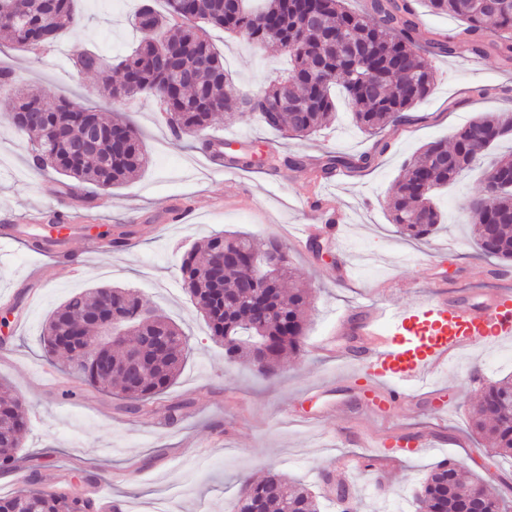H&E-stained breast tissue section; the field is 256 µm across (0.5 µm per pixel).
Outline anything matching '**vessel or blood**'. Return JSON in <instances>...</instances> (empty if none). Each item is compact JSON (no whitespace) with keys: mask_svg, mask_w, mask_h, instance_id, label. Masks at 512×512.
<instances>
[{"mask_svg":"<svg viewBox=\"0 0 512 512\" xmlns=\"http://www.w3.org/2000/svg\"><path fill=\"white\" fill-rule=\"evenodd\" d=\"M318 213L321 224L300 226V242H309L323 228L341 236L344 216L328 213L323 207ZM430 284L432 292L421 311L431 329L425 344L407 345L399 340L397 332L387 330L383 322L392 316L387 308H366L358 317L340 322V333L357 339L354 357L367 373V386L385 399L411 404L425 402L434 393L429 378L443 371L452 355L490 337H512L511 291L475 295L450 288L435 276ZM382 415V408L377 407L355 421L353 433L361 443L379 442L380 436L370 421Z\"/></svg>","mask_w":512,"mask_h":512,"instance_id":"vessel-or-blood-1","label":"vessel or blood"}]
</instances>
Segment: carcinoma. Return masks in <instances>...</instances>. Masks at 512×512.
I'll list each match as a JSON object with an SVG mask.
<instances>
[{"label":"carcinoma","mask_w":512,"mask_h":512,"mask_svg":"<svg viewBox=\"0 0 512 512\" xmlns=\"http://www.w3.org/2000/svg\"><path fill=\"white\" fill-rule=\"evenodd\" d=\"M159 11L155 0H141L134 25L142 32L139 45L117 64L96 52L76 58L77 68L96 74L103 90L113 93V75L123 77L121 89L133 98L152 95L165 105L166 125L176 138L199 134L223 112L240 109L264 126L285 130L305 138L335 118L336 98L332 88L342 89L344 100L356 125L375 135L386 127L412 122L409 112L425 100L435 86V74L425 54L454 56L462 51L494 55L512 64V0H497L495 11L481 8V0H424L434 13L461 18L465 26L451 37L433 38L421 46L415 39L416 22L409 0H366L355 11L345 0H259L255 10L243 7V0H165ZM24 29L3 25L4 34L25 50L48 48L63 31H75L82 16L76 0H15ZM320 16L318 28L302 24L307 12ZM238 34L260 49L275 46L289 55L292 66L284 77L272 80L261 103L249 102V91L236 86L224 69V60L206 38L203 25ZM166 48L168 66L161 65L152 41ZM366 49V56L354 59L344 41ZM45 90L11 92L0 100V123L27 138L33 168L53 170L65 177L60 196L76 195L83 184L101 190L121 187L132 181L147 164L137 129L118 117L107 121L99 111L67 99L48 102ZM507 115L477 117L456 134L453 142L436 140L402 169L390 199L392 223L397 232L420 240L433 236L442 224L433 204V193L453 183L463 172L481 163L496 142L506 139ZM100 135L89 152L54 154L48 131L55 130L71 141L83 139L88 126ZM375 162L365 154L356 162L331 157L321 176L338 167L361 169ZM497 174L512 178V156L493 160L484 177ZM471 234L477 249L503 262L512 261V189L469 202ZM283 248L278 241L255 243L243 232H222L185 252L181 259L182 285L204 317L210 336L224 347V359L243 360L269 375L281 360L301 351L309 289L287 285L290 275L288 253L273 265L259 269L258 277L270 279L274 287L262 290L241 287L240 269L223 264L224 255H235L249 264L261 263ZM224 266V277L216 269ZM116 308L127 321L128 331L115 344L108 369L91 362L74 363L73 347L62 331L76 332L73 316L85 317ZM140 298L126 288L100 287L79 292L57 306L43 328L45 352L66 355L81 382L109 391L117 388L124 410L139 412L162 394L178 377L187 352V337L158 310L144 320ZM90 322L78 331L95 335ZM147 336H161L166 347L156 349ZM135 354L142 357L141 374L134 378L127 370ZM512 392V379L504 377L486 385L471 406V429L501 456L512 455V410L497 408ZM27 430L22 402L0 397V468H11ZM462 466L454 459L438 462L421 483L416 500L426 501L431 512H457L458 491L476 490L482 480L469 482L460 477ZM94 501L78 492L54 488L22 489L13 496L0 497V512H91ZM233 512H320L315 495L299 483L277 473L247 477L242 482Z\"/></svg>","instance_id":"cac0c4a2"}]
</instances>
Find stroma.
<instances>
[{
    "mask_svg": "<svg viewBox=\"0 0 512 512\" xmlns=\"http://www.w3.org/2000/svg\"><path fill=\"white\" fill-rule=\"evenodd\" d=\"M138 0H79L82 27L60 35L37 55L16 48L0 34V59L6 60L20 88L39 87L52 97L98 107L104 117L120 115L137 127L149 162L131 183L103 193L94 186L60 199L53 171L36 173L29 165L26 139L0 126V220L24 225L26 242L0 243V384L20 395L29 431L19 450L22 478L0 471V496L23 487L36 474L39 485L55 484L71 470L83 469L100 484V496L126 512H149L167 497L169 512H230L241 479L272 470L288 480L322 490L325 470H338L348 456L372 460V467L342 471L353 485L358 512H415L413 496L420 481L441 458L462 462L465 473L494 485L512 499V458L489 457L472 434L468 411L482 379L512 373V338L459 351L445 373L434 376L432 404L438 416L419 418L413 408L392 403L385 421L408 424L399 438V459L386 462L377 448L341 439L364 411L368 392L337 386L345 407L322 422L302 415L322 410L316 388L335 384L339 371L355 364L311 352L331 335L340 314L361 305L379 304L406 311L429 299L428 269L437 267L455 288L471 287L470 269L499 268L497 259L479 255L470 239L467 203L482 195L481 169L464 172L435 202L443 230L427 241L397 233L389 212L390 196L403 162L424 144L452 138L471 119L512 113V66L472 53L427 56L436 75L433 93L412 112L414 122L378 136L359 131L346 109L335 122L303 140L287 139L248 115L221 116L204 135L173 138L158 120L152 99L119 103L104 99L97 80L77 69V55L94 51L116 61L141 40L130 18ZM235 84L256 91L289 67L276 49H258L242 37L207 29ZM236 136L267 153L263 165L238 167L236 173L206 170L199 155L205 138ZM376 152L377 160L357 172L320 177L330 155L350 158ZM300 158L288 166L289 158ZM324 201L346 220L343 237L325 243L322 253L295 239L298 225L309 223L310 203ZM186 210L172 223L175 208ZM62 212V247L82 264V276L30 249L47 237L45 223L32 224L30 213ZM244 231L259 240L276 239L288 249L296 276L312 294L300 357L282 362L273 378L224 360L207 324L182 286L180 258L196 243L219 231ZM123 238L122 249L96 251L90 238ZM52 266L40 301L28 305L26 280L34 267ZM129 288L148 306L174 321L189 338L190 354L176 382L160 395L161 403L184 402L176 423L163 412L145 409L131 415L110 393L78 389L63 357H47L42 343L51 310L71 295L98 286ZM443 426L448 444L411 454L415 433ZM340 470V469H339Z\"/></svg>",
    "mask_w": 512,
    "mask_h": 512,
    "instance_id": "35a3bbf8",
    "label": "stroma"
}]
</instances>
